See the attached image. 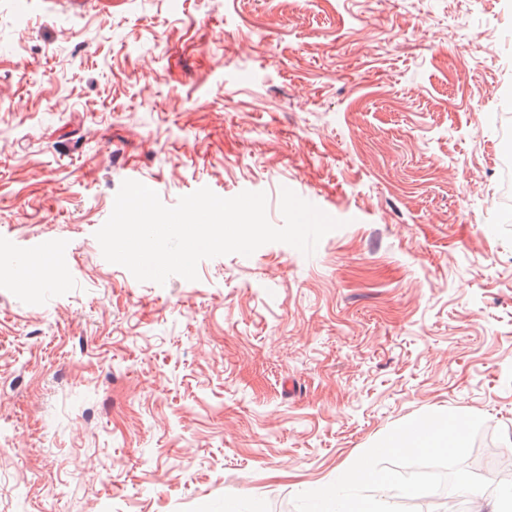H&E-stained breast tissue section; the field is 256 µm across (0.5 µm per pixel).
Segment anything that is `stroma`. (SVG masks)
I'll list each match as a JSON object with an SVG mask.
<instances>
[{"instance_id": "stroma-1", "label": "stroma", "mask_w": 512, "mask_h": 512, "mask_svg": "<svg viewBox=\"0 0 512 512\" xmlns=\"http://www.w3.org/2000/svg\"><path fill=\"white\" fill-rule=\"evenodd\" d=\"M507 95L512 0H0V512H296L428 412L512 456ZM127 179L343 226L140 282Z\"/></svg>"}]
</instances>
